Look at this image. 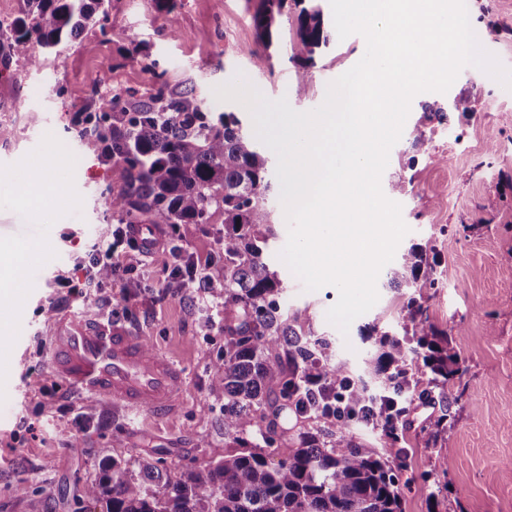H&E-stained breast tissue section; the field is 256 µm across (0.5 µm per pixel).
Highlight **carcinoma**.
Segmentation results:
<instances>
[{
    "label": "carcinoma",
    "mask_w": 512,
    "mask_h": 512,
    "mask_svg": "<svg viewBox=\"0 0 512 512\" xmlns=\"http://www.w3.org/2000/svg\"><path fill=\"white\" fill-rule=\"evenodd\" d=\"M109 0H21L19 12L0 20V76L14 59L34 67L41 51H60L106 16ZM294 18L289 61L296 95L306 94L309 70L330 42L318 0H259L253 15L258 42L269 50L283 19ZM40 53H32V47ZM82 137L103 136L110 154L108 203L119 224H222L211 263L219 275L206 288L224 299V352L214 364L211 388L224 393V441L236 452L188 471L175 482L164 462L104 457L83 498L91 512H404L394 461L357 440L351 420H369L391 446L406 430L404 398L442 406L421 428L427 448L450 449L454 405L448 383L465 368L451 332L429 322L423 289L438 284L437 262L412 245L388 286L410 295L400 312L401 332L377 324L363 330L375 352L368 373L380 383L374 395L333 360L331 344L309 329L308 309H281L283 287L264 251L276 236L268 199L267 158L243 130L235 112L202 110L191 91L156 93L134 108L92 94ZM284 348L275 359L269 353ZM275 395L297 409L291 428L268 414ZM329 422L318 428L312 423ZM288 448L278 463L272 448Z\"/></svg>",
    "instance_id": "cac0c4a2"
}]
</instances>
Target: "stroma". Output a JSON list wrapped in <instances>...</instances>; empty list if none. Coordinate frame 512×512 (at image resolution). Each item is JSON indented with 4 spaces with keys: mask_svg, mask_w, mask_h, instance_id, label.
<instances>
[{
    "mask_svg": "<svg viewBox=\"0 0 512 512\" xmlns=\"http://www.w3.org/2000/svg\"><path fill=\"white\" fill-rule=\"evenodd\" d=\"M258 0H177L168 13L156 12L149 0H110L102 28L85 30L60 55L46 56L41 67L14 62L0 77V241L37 244L40 254L24 264L21 286L0 298V337L14 344L0 347V400L9 419L0 423V512H28L27 499L15 487L39 491L46 512H72L70 502L98 475V462L112 456L133 460L162 458L172 477L223 459L224 396L210 388L212 367L224 349V302L208 290L190 292L138 280L77 299L57 283L107 231L106 188L110 174L97 143L77 135L74 114L92 92L120 96L130 105L151 96L157 85L177 93L192 90L203 109L233 111L244 124L252 118L245 106L220 101L214 87L236 73L271 100L287 98L299 112L319 107L327 86L365 54V40L354 34L331 36L310 70L306 95L294 92L295 68L289 61L290 23L280 29V43L268 67L255 56L257 36L252 16ZM475 29L484 31L481 46L512 69V0H468ZM498 34L487 35L489 25ZM143 51L129 56L127 48ZM471 99L475 110H452L455 98ZM447 106L443 122H431L424 143L413 145L411 132L428 102ZM495 149H488V139ZM69 155V170L59 172L57 203L31 221L16 199L23 165L55 162ZM446 156L443 164L434 163ZM407 181L397 196L409 228L398 252L414 243L430 248L441 264V287L423 292L432 324L451 330L466 369L447 387L461 408L449 431L451 453L416 444L431 407L405 401L406 441L385 449L402 470L399 492L405 512H512V90L491 78L462 69L446 93L414 97L399 141L392 147L382 187ZM500 198L495 209L485 203ZM276 237L268 261L285 290V309H308L314 331L328 339L337 361L351 377L362 376L368 358L360 330L378 323L396 326L407 296L379 288V300L356 318L348 333L330 324L326 313L338 299L335 287L305 291L280 260L288 238L282 203L274 205ZM463 224L482 230L464 235ZM118 311L132 329L145 333L160 352L186 372L184 406L160 418L150 411L129 413L100 401L87 404L64 389L48 365V312ZM494 337H486L487 326ZM443 459L446 475L426 480L429 460Z\"/></svg>",
    "mask_w": 512,
    "mask_h": 512,
    "instance_id": "obj_1",
    "label": "stroma"
}]
</instances>
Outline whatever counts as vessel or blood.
Returning <instances> with one entry per match:
<instances>
[{
	"label": "vessel or blood",
	"mask_w": 512,
	"mask_h": 512,
	"mask_svg": "<svg viewBox=\"0 0 512 512\" xmlns=\"http://www.w3.org/2000/svg\"><path fill=\"white\" fill-rule=\"evenodd\" d=\"M49 353L53 375L72 391L127 412L180 407L181 368L116 318L52 317Z\"/></svg>",
	"instance_id": "b4317fda"
}]
</instances>
